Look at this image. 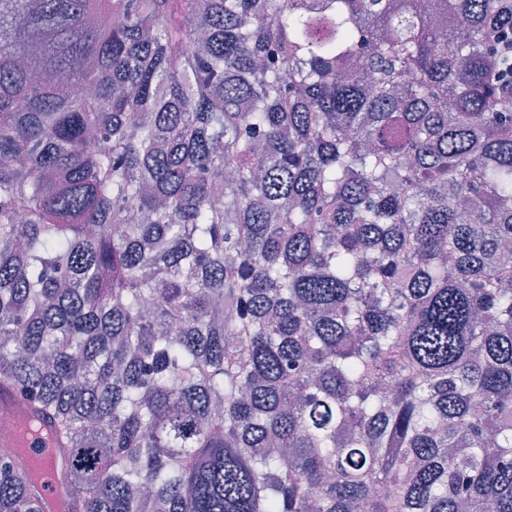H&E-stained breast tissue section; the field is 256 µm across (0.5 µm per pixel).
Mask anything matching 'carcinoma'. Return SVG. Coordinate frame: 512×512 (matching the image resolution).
<instances>
[{"instance_id": "cac0c4a2", "label": "carcinoma", "mask_w": 512, "mask_h": 512, "mask_svg": "<svg viewBox=\"0 0 512 512\" xmlns=\"http://www.w3.org/2000/svg\"><path fill=\"white\" fill-rule=\"evenodd\" d=\"M508 242L512 0H0V406L68 512H512ZM41 466L48 474V483L42 486V509L44 512H61L59 506L68 498L67 487L62 477L63 460L59 454H45L41 457Z\"/></svg>"}]
</instances>
